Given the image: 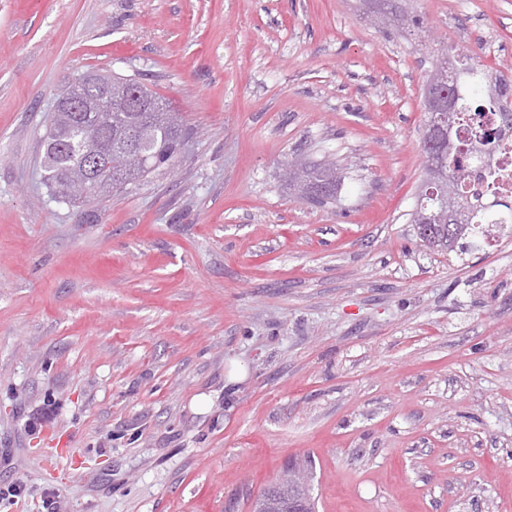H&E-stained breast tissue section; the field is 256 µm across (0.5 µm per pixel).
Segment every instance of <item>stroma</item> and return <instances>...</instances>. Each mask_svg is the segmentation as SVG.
Returning <instances> with one entry per match:
<instances>
[{
  "instance_id": "stroma-1",
  "label": "stroma",
  "mask_w": 512,
  "mask_h": 512,
  "mask_svg": "<svg viewBox=\"0 0 512 512\" xmlns=\"http://www.w3.org/2000/svg\"><path fill=\"white\" fill-rule=\"evenodd\" d=\"M0 0V512H512V236L422 247L431 42L512 72V0ZM182 112L174 165L52 198L88 72ZM335 162L336 201L296 163ZM76 454L45 470L43 454ZM299 501L307 509L315 511V504L310 488L302 485L298 489L288 491L284 482L276 483L265 489L253 502V512H297L295 503Z\"/></svg>"
}]
</instances>
